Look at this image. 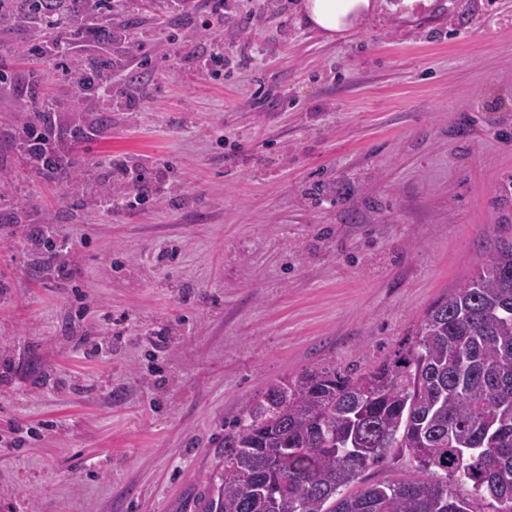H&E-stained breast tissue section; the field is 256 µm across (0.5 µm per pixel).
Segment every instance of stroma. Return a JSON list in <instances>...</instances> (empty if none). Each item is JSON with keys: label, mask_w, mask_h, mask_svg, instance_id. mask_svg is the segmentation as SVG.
I'll return each instance as SVG.
<instances>
[{"label": "stroma", "mask_w": 512, "mask_h": 512, "mask_svg": "<svg viewBox=\"0 0 512 512\" xmlns=\"http://www.w3.org/2000/svg\"><path fill=\"white\" fill-rule=\"evenodd\" d=\"M297 2L124 0L129 37L71 54L117 94L41 83L68 181L25 172L0 87V512H205L268 384L405 350L512 235V0L333 40ZM30 41L0 25L17 74ZM121 165L153 189L115 212Z\"/></svg>", "instance_id": "1"}]
</instances>
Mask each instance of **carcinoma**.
Instances as JSON below:
<instances>
[{
	"instance_id": "cac0c4a2",
	"label": "carcinoma",
	"mask_w": 512,
	"mask_h": 512,
	"mask_svg": "<svg viewBox=\"0 0 512 512\" xmlns=\"http://www.w3.org/2000/svg\"><path fill=\"white\" fill-rule=\"evenodd\" d=\"M77 0H0L39 36L28 49L64 67L76 39L67 17ZM38 73L0 84L39 97ZM77 98L112 92L105 64L74 81ZM35 120L28 170L62 176L48 151L50 102ZM224 470L206 512H512V239L501 238L460 287L424 313L414 343L360 373L330 367L275 381L224 429ZM408 457L414 473L362 484L363 473Z\"/></svg>"
}]
</instances>
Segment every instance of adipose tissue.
I'll return each instance as SVG.
<instances>
[{
    "label": "adipose tissue",
    "mask_w": 512,
    "mask_h": 512,
    "mask_svg": "<svg viewBox=\"0 0 512 512\" xmlns=\"http://www.w3.org/2000/svg\"><path fill=\"white\" fill-rule=\"evenodd\" d=\"M309 25L333 40L361 23L375 8V0H303Z\"/></svg>",
    "instance_id": "1"
}]
</instances>
